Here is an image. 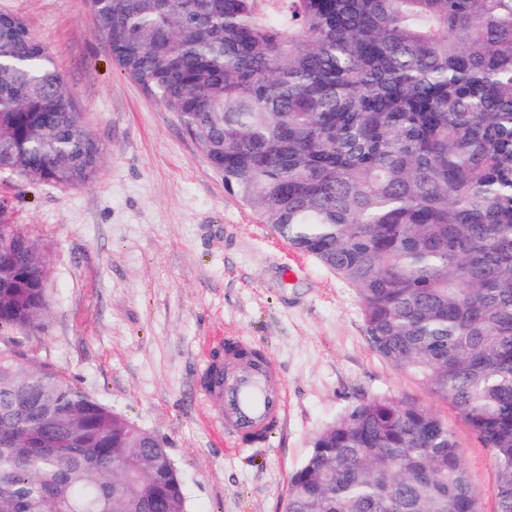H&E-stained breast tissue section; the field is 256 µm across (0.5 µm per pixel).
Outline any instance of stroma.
Instances as JSON below:
<instances>
[{"instance_id": "35a3bbf8", "label": "stroma", "mask_w": 512, "mask_h": 512, "mask_svg": "<svg viewBox=\"0 0 512 512\" xmlns=\"http://www.w3.org/2000/svg\"><path fill=\"white\" fill-rule=\"evenodd\" d=\"M49 48L105 153L82 186L0 174V199L48 261L47 325L29 347L162 438L189 512H284L313 438L363 399L431 409L463 451L481 512L496 470L453 407L367 343L355 290L224 188L175 113L124 74L87 0H0ZM272 358L283 428L246 446L214 426L194 377L220 344Z\"/></svg>"}]
</instances>
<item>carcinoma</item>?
<instances>
[{
	"mask_svg": "<svg viewBox=\"0 0 512 512\" xmlns=\"http://www.w3.org/2000/svg\"><path fill=\"white\" fill-rule=\"evenodd\" d=\"M130 78L227 191L359 298L366 340L454 407L512 512V0H88ZM104 147L53 55L0 13V172L89 182ZM44 252L0 208V512H187L163 440L26 347ZM286 512H480L455 434L363 399Z\"/></svg>",
	"mask_w": 512,
	"mask_h": 512,
	"instance_id": "obj_1",
	"label": "carcinoma"
}]
</instances>
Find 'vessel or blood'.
Segmentation results:
<instances>
[{
	"mask_svg": "<svg viewBox=\"0 0 512 512\" xmlns=\"http://www.w3.org/2000/svg\"><path fill=\"white\" fill-rule=\"evenodd\" d=\"M201 375L205 380L201 400L213 409L225 433L245 440L271 434L284 424L287 399L273 383L270 363L252 361L226 376L219 366L206 361Z\"/></svg>",
	"mask_w": 512,
	"mask_h": 512,
	"instance_id": "obj_1",
	"label": "vessel or blood"
}]
</instances>
